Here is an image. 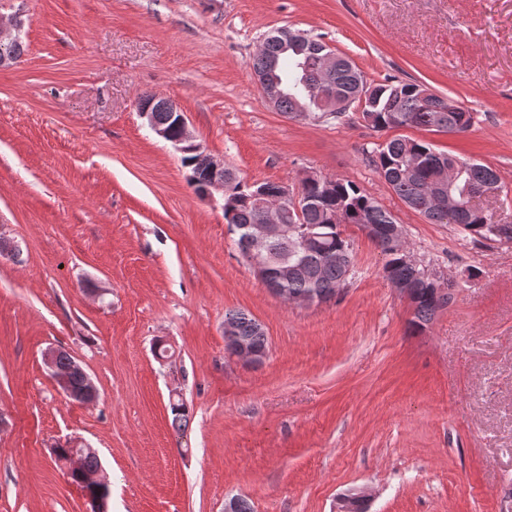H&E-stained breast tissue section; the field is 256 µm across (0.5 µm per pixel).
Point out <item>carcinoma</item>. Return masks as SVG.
Masks as SVG:
<instances>
[{
  "mask_svg": "<svg viewBox=\"0 0 512 512\" xmlns=\"http://www.w3.org/2000/svg\"><path fill=\"white\" fill-rule=\"evenodd\" d=\"M279 38L277 31L267 34L264 50L251 60L252 69L268 67L278 79L283 95L277 109L294 117L340 119V114L321 109L308 96L305 85L319 75L322 51L329 45L320 37L305 36L303 41L285 48ZM329 80L337 91L355 102L360 100L362 93H368L362 119L376 131L411 127L463 134L473 123V113L462 107L456 112L448 111V98L436 93L421 97L425 89L423 85L403 81L367 83L355 64L339 53ZM369 160L400 199L430 222L453 224L463 236L474 239L496 241L502 236L512 240V224L501 229V235H496L492 215L487 210L473 204L450 218L445 207L434 198L435 178L454 164L464 166L451 189L454 200H461L472 183L490 184L494 191H500L499 176L492 167L461 160L433 149L427 142L406 137L376 145L370 151ZM224 181L232 183L233 191V199L224 200V223L235 235L234 242L245 257L248 228L260 223L261 217L255 196L276 197L285 185L269 181L250 185L230 167L224 168ZM299 193L307 201L301 213L289 210L284 214L283 225L291 232L271 237L261 252L269 287L279 288L290 297L314 292L329 301L336 298L346 284L354 262L352 244L343 236L340 227L355 224L363 231L376 232L370 240L385 258V279L393 286L402 285L411 291L414 326L429 324L437 312L448 305V298L436 295L434 281L424 277V268L389 246L390 234L397 229L396 219L355 182L346 179L303 181ZM224 321L232 324L238 335L246 337L254 350L267 351L265 331L251 315L233 311L225 314ZM58 361L60 368L68 372L72 387L81 389L85 376L80 368L71 365V355L62 351ZM169 407L172 423L179 428L186 426V404L177 398L169 402ZM52 453L59 464L68 462L75 454L81 457L82 469L73 471V483L84 479L85 473L95 471L100 464L94 448H74L65 444L53 448Z\"/></svg>",
  "mask_w": 512,
  "mask_h": 512,
  "instance_id": "1",
  "label": "carcinoma"
}]
</instances>
